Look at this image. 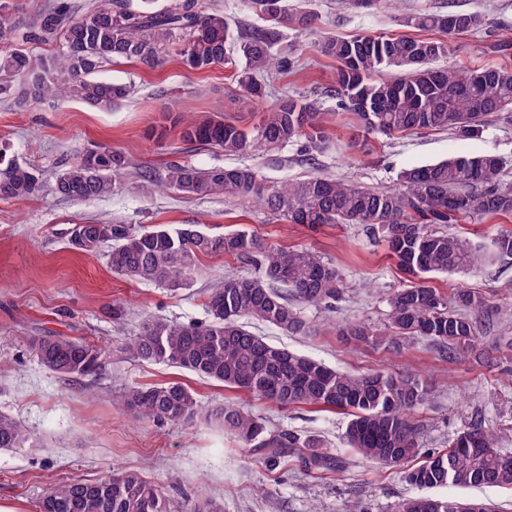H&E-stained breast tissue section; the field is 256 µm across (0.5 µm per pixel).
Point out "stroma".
Wrapping results in <instances>:
<instances>
[{
	"label": "stroma",
	"instance_id": "stroma-1",
	"mask_svg": "<svg viewBox=\"0 0 512 512\" xmlns=\"http://www.w3.org/2000/svg\"><path fill=\"white\" fill-rule=\"evenodd\" d=\"M290 2L318 21L310 32L285 31V40L294 46L291 65L262 75L266 97L261 103L243 95L230 69L193 70L173 50L155 71L124 61L106 65L101 78L130 88L109 112L70 100L24 109L0 97V142L9 144L16 159L41 170L46 185L33 199L0 200V411L22 421L35 438L34 447L0 450V505L38 512L40 497L57 482L95 481L126 471L158 486L185 512L203 497L221 499L224 512H346L354 502L364 512H395L402 500L422 494L405 481L404 468L373 464L347 447V415L263 402L192 372L133 358L125 350L145 321H206L208 289L220 279L254 276V266L230 255L202 256L182 288L132 282L112 273L108 247L93 255L73 249L70 238L78 224H199L216 233L242 227L265 247L316 252L345 281L333 307L298 300L294 307L306 323L304 332L287 334L258 322L252 331L339 370L411 376L425 385L426 401L410 413L419 448L408 467L446 450L457 433L474 424L497 433L498 449L512 452V349L505 344L512 336V257L429 278V286L439 292L466 288L486 301L485 308L469 312L477 326L475 345L449 359L426 339H407L394 349L342 336V328L352 323L384 329L390 295L407 284L386 243L370 237L365 225L329 224L313 232L233 197L171 190L145 194L133 170L117 178L111 195L103 198L72 201L52 191L58 173L81 151L99 145L129 153L159 176L174 161L198 168L250 166L268 185L314 172L375 191L397 187L400 172L408 168L495 154L502 160L498 183L512 185V117L492 121L475 138L451 130L389 137L363 133L353 113L328 99L319 150L310 154L302 143L288 144L279 165L262 156H227L184 142L173 129L157 139L155 129L167 128L168 116L175 113L196 119L226 114L250 127L264 104L285 96H321L337 64L321 53L320 41L404 34L398 21L404 10L480 15L475 31L446 37L433 32V39L448 45L434 67L512 69V0H406L400 10L356 9L349 0ZM54 336L94 343L101 371L69 380L48 371L31 343ZM164 382L181 383L209 409L232 402L261 418L267 433L288 430L317 439L338 465L328 472L304 470L292 450L243 446L233 432L201 416L161 428L145 424L123 397L132 387Z\"/></svg>",
	"mask_w": 512,
	"mask_h": 512
}]
</instances>
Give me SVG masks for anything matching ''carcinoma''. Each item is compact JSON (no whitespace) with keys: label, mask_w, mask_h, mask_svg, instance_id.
<instances>
[{"label":"carcinoma","mask_w":512,"mask_h":512,"mask_svg":"<svg viewBox=\"0 0 512 512\" xmlns=\"http://www.w3.org/2000/svg\"><path fill=\"white\" fill-rule=\"evenodd\" d=\"M267 25L251 31H233L224 17L207 13L198 0H102L77 15L61 0L37 14L26 25V38L48 37L59 43L49 56L12 49L0 57V95H12L9 78H29L16 97L20 105L71 99L108 110L124 101L127 85L104 80L105 64L129 61L155 71L164 63L167 46L181 41L179 52L193 69L224 65L255 99L263 98L258 74L291 65L288 55L274 47L283 30L300 33L313 28L315 17L288 7L287 0H248ZM10 0H0V44L16 39L20 23L11 21ZM402 26L450 34L472 31L481 23L474 13H405ZM321 52L336 60L329 96L352 111L364 131L387 136L405 132L453 130L465 137L482 134L485 125L512 112V72L485 68L451 73L431 66L448 51L442 41L405 35H362L352 39L326 37ZM401 68L404 74L376 80L384 69ZM320 98L285 97L261 113L258 124L243 127L224 117L189 121L178 115L172 125L188 143L217 148L226 155L261 154L272 164L281 159L280 147L300 139L317 147L324 137ZM502 161L495 154L462 157L403 170L400 188L376 192L318 174L265 186L249 166L215 165L198 169L171 162L162 180L153 171L139 172L141 188L159 186L184 195H224L256 201L290 224L317 230L325 224H367L381 231L400 269L419 284L396 289L389 297V323L374 330L363 323L347 327L358 341L375 339L394 343L422 336L436 342L448 356L465 352L476 327L463 314L485 306L475 292L458 289L449 295L425 284L435 274L465 271L489 256H512V231H503L491 251L454 233L429 229L431 224H452L473 213L512 215V188L496 184ZM125 152L102 148L81 155L55 181L57 194L86 200L112 193L115 180L131 168ZM44 190L42 175L8 155L0 143V199H30ZM73 248L96 252L111 244L112 272L124 278L181 286L195 267L199 254L231 255L258 268L256 277L228 278L214 284L207 296L208 320L174 325L145 323L128 351L149 362L185 369L282 407L315 406L349 416L347 445L384 467H397L416 452V427L406 411L421 404L427 389L413 378L383 372L338 371L319 360L278 347L248 329L242 319L266 323L287 333H301L305 323L288 302V293L326 306L343 290L336 266L308 249L266 248L248 231L220 234L197 224L180 227L158 224L135 228L124 224H80ZM42 364L64 379L84 377L100 369L99 352L80 339L46 338L34 345ZM125 403L149 423L213 417L234 431L246 445L297 448L298 462L307 471L337 466L335 457L315 439L284 431L265 436L263 424L230 404L212 412L202 410L195 394L178 382L133 387ZM34 437L15 417L0 412V450L27 448ZM409 483L432 489L443 486L489 485L512 490V455L496 449V437L480 425L460 432L449 448L433 453L406 474ZM39 512H182L181 505L162 489L134 472H121L96 482H61L40 498ZM395 512H499L490 502L420 496L402 501Z\"/></svg>","instance_id":"1"}]
</instances>
